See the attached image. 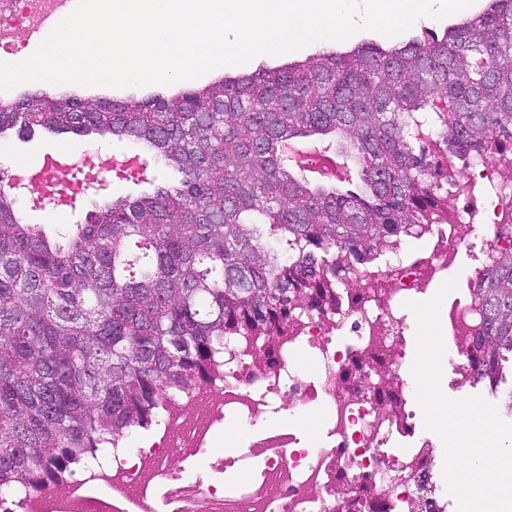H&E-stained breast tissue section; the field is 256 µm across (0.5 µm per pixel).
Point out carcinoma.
Returning a JSON list of instances; mask_svg holds the SVG:
<instances>
[{
    "instance_id": "obj_1",
    "label": "carcinoma",
    "mask_w": 512,
    "mask_h": 512,
    "mask_svg": "<svg viewBox=\"0 0 512 512\" xmlns=\"http://www.w3.org/2000/svg\"><path fill=\"white\" fill-rule=\"evenodd\" d=\"M40 129L144 143L181 180L54 235L0 185V495L62 485L208 382L224 337L288 335L350 262L448 221L438 155L512 145V0L433 42L322 51L171 96L0 101V135ZM313 137L357 161L359 191L294 175L280 146ZM478 292L488 377L512 354V252ZM424 492L409 512H434Z\"/></svg>"
}]
</instances>
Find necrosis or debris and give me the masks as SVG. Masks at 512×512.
<instances>
[{
    "label": "necrosis or debris",
    "instance_id": "obj_1",
    "mask_svg": "<svg viewBox=\"0 0 512 512\" xmlns=\"http://www.w3.org/2000/svg\"><path fill=\"white\" fill-rule=\"evenodd\" d=\"M69 0H0V57L22 54L24 36L48 33ZM497 147L448 174L465 186L452 222L419 224L416 249L375 252L365 271L337 284L320 310L300 316L288 338L224 340L211 382L163 400V434L149 446L119 444L78 469L65 492L20 487L0 512H407L433 474L434 445L417 430L416 383L407 375L404 309L444 278L458 253L468 264L439 317L455 389L497 378L474 367L482 323L477 289L498 254L512 252L511 169ZM287 424L260 427L272 409ZM248 436L243 455L212 448L218 425ZM242 470L231 485L216 474ZM347 485L340 497L336 488Z\"/></svg>",
    "mask_w": 512,
    "mask_h": 512
}]
</instances>
